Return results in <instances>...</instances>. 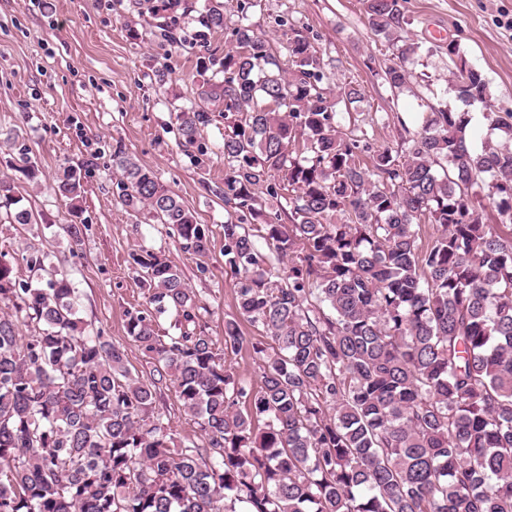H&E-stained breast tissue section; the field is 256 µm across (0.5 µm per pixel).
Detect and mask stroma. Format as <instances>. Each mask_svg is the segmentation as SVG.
<instances>
[{
	"instance_id": "stroma-1",
	"label": "stroma",
	"mask_w": 512,
	"mask_h": 512,
	"mask_svg": "<svg viewBox=\"0 0 512 512\" xmlns=\"http://www.w3.org/2000/svg\"><path fill=\"white\" fill-rule=\"evenodd\" d=\"M129 3L0 0V173L15 180L23 206L36 218L25 230L0 231V253L16 257L14 274L25 280L29 271L20 260L25 244L43 245L50 262L71 275L81 317L111 336L132 373L143 378L151 366L126 330L127 311L146 302L128 264L130 252L143 247L166 252L202 305L201 323L214 341L223 342L225 321L239 316L236 279L224 265V115L213 112L201 129L199 140L208 147L201 160L191 158L176 134L177 108L194 103L209 78L200 58H223L232 46L230 27L249 26L279 50L286 38L276 21L290 19L310 38L329 89L348 81L361 85L360 101L339 102L334 109L349 112L357 123H372L378 147L402 150L407 130L418 127V113L438 103L472 112V144L478 149L488 138L484 113H512V0H405L408 30L431 52L413 68L411 88L403 93L382 79L397 50L371 33L360 0H252L244 15L237 0H224L223 29L202 24L205 0H181L184 14L166 36L159 30L161 0H140L136 9ZM452 42L485 75V101L458 98L448 57ZM14 133L38 165V180L14 168L9 140ZM116 144L153 169L208 226L207 255L184 253L162 225L126 212L110 155ZM89 159L96 169L76 216L51 186L63 164ZM78 217L89 230L82 255L75 257L63 227ZM240 328L246 343L229 360L237 377L256 391L261 370L251 344L264 333L245 321ZM157 406L177 437L199 440L195 419L173 388L161 390Z\"/></svg>"
}]
</instances>
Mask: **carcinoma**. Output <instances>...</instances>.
<instances>
[{
	"mask_svg": "<svg viewBox=\"0 0 512 512\" xmlns=\"http://www.w3.org/2000/svg\"><path fill=\"white\" fill-rule=\"evenodd\" d=\"M361 5L397 47L383 79L401 90L423 43L401 0ZM205 23L226 26L220 0ZM276 24L289 31L288 68L234 27L222 79L177 116L204 156L198 130L224 107V264L241 315L273 342L251 344L260 389L226 365L245 341L239 322L224 321L217 346L164 253L128 260L147 291L127 312L145 380L79 317L71 276L43 249H24L29 281L0 255V512H512V113L486 114L498 141L476 152L471 113L433 107L404 152L382 148L364 168L368 131L343 129L312 43ZM452 80L462 101L485 100L481 70L464 63ZM12 145L37 179L24 140ZM112 168L132 216L145 210L184 252H209L207 226L154 170L118 146ZM92 170L63 167L54 193L78 209ZM265 195L286 205L269 213ZM19 202L0 177V222L35 223ZM486 205L508 236L483 223ZM422 222L436 226L424 248ZM64 230L80 252L88 225ZM166 313L180 327L162 336ZM169 386L201 442L175 446L157 409Z\"/></svg>",
	"mask_w": 512,
	"mask_h": 512,
	"instance_id": "1",
	"label": "carcinoma"
}]
</instances>
